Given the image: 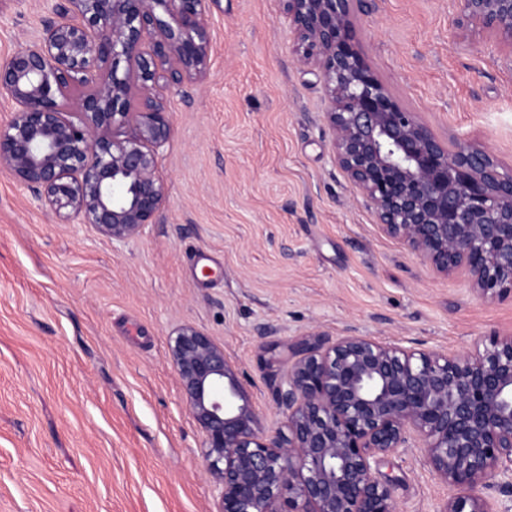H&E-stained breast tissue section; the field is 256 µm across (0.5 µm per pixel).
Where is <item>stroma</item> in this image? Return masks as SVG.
<instances>
[{"mask_svg":"<svg viewBox=\"0 0 512 512\" xmlns=\"http://www.w3.org/2000/svg\"><path fill=\"white\" fill-rule=\"evenodd\" d=\"M46 0H0V60L32 45ZM452 0H368L367 58L443 141L512 165V67L454 23ZM206 78L164 90L167 198L118 246L63 223L0 168V512H214L168 344L220 347L266 434L288 347L356 334L451 354L512 335V300L435 273L385 235L335 164L323 84L296 58L281 0H212ZM398 512L453 487L424 449L381 458Z\"/></svg>","mask_w":512,"mask_h":512,"instance_id":"1","label":"stroma"}]
</instances>
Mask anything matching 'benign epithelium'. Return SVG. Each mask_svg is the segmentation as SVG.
Listing matches in <instances>:
<instances>
[{
    "mask_svg": "<svg viewBox=\"0 0 512 512\" xmlns=\"http://www.w3.org/2000/svg\"><path fill=\"white\" fill-rule=\"evenodd\" d=\"M209 0H62L37 41L0 61L14 102L0 167L64 220L125 241L166 199L159 151L171 133L160 80L203 79ZM298 61L326 90L337 165L383 231L479 295L512 296V169L484 146L440 140L369 64L355 20L367 0H283ZM456 26L482 32L512 64V0H456ZM87 88L78 119L61 108ZM275 384L286 430L264 434L224 350L183 326L169 354L205 435L218 512H396L373 465L411 436L456 488L441 512H496L512 494V336L473 355L369 336L302 340Z\"/></svg>",
    "mask_w": 512,
    "mask_h": 512,
    "instance_id": "obj_1",
    "label": "benign epithelium"
}]
</instances>
